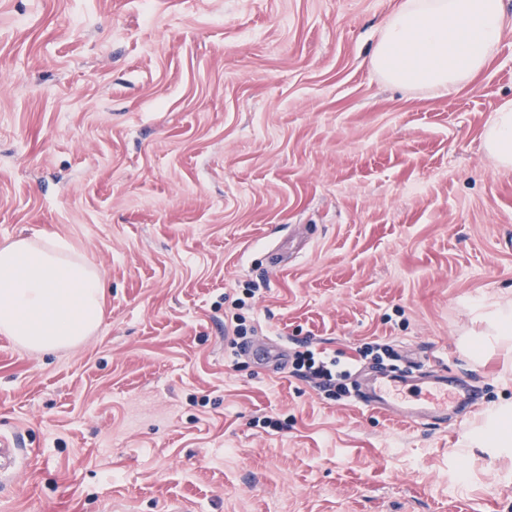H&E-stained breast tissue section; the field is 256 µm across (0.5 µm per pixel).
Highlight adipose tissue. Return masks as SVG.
<instances>
[{"label": "adipose tissue", "mask_w": 512, "mask_h": 512, "mask_svg": "<svg viewBox=\"0 0 512 512\" xmlns=\"http://www.w3.org/2000/svg\"><path fill=\"white\" fill-rule=\"evenodd\" d=\"M506 25L503 0H402L386 18L371 56L388 83L440 96L479 75ZM497 164L512 168V99L485 132ZM102 272L71 243L54 236L20 238L0 248V334L25 348L74 347L104 319ZM473 322L485 343L512 345V298L477 304ZM472 444L512 446V408L486 411Z\"/></svg>", "instance_id": "1"}]
</instances>
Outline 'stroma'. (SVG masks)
<instances>
[{
  "instance_id": "35a3bbf8",
  "label": "stroma",
  "mask_w": 512,
  "mask_h": 512,
  "mask_svg": "<svg viewBox=\"0 0 512 512\" xmlns=\"http://www.w3.org/2000/svg\"><path fill=\"white\" fill-rule=\"evenodd\" d=\"M400 2L0 0V247L55 235L107 280L80 345L0 335V512H512V447L463 446L512 404V350L461 347L471 304L512 294V169L483 146L512 24L434 97L371 67ZM374 341L470 385L469 420L257 355L360 373ZM340 360L336 356L329 360L313 351H296L292 360V373L301 378L317 380L316 385L324 391L331 392L333 397H343L348 394V388L336 380H345L348 377L347 370L336 371ZM337 387V391H336Z\"/></svg>"
}]
</instances>
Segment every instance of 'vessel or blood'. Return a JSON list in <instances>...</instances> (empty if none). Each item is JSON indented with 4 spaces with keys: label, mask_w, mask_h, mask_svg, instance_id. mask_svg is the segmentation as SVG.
Segmentation results:
<instances>
[{
    "label": "vessel or blood",
    "mask_w": 512,
    "mask_h": 512,
    "mask_svg": "<svg viewBox=\"0 0 512 512\" xmlns=\"http://www.w3.org/2000/svg\"><path fill=\"white\" fill-rule=\"evenodd\" d=\"M412 371H379L374 383L358 392L357 398L372 410L380 411L402 421L421 420L431 425L447 423L449 415L466 419L469 411L458 401L454 384L447 377L429 376L424 388L410 392Z\"/></svg>",
    "instance_id": "1"
}]
</instances>
